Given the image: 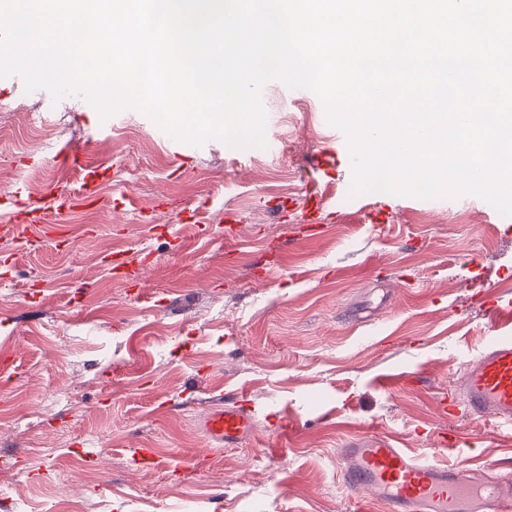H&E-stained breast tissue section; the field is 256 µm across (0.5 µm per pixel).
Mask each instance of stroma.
<instances>
[{
	"label": "stroma",
	"mask_w": 512,
	"mask_h": 512,
	"mask_svg": "<svg viewBox=\"0 0 512 512\" xmlns=\"http://www.w3.org/2000/svg\"><path fill=\"white\" fill-rule=\"evenodd\" d=\"M260 101L279 150L178 145L136 109L104 120L0 79V512H55L78 461V512H357L337 450L373 427L421 452L447 430L464 449L439 462L512 467L511 440L440 405L487 334L476 293L512 297V216L472 195H352L350 166L330 183L309 165L348 152L320 97L275 80ZM67 146L98 169L95 195ZM51 191L70 210L41 212ZM55 385L69 396L47 417ZM241 386L258 436L209 448L200 417Z\"/></svg>",
	"instance_id": "35a3bbf8"
}]
</instances>
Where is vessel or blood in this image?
Here are the masks:
<instances>
[{"label":"vessel or blood","mask_w":512,"mask_h":512,"mask_svg":"<svg viewBox=\"0 0 512 512\" xmlns=\"http://www.w3.org/2000/svg\"><path fill=\"white\" fill-rule=\"evenodd\" d=\"M479 302L488 334L480 352L464 362L447 409L512 433V299L488 290ZM200 425L216 448L240 447L256 433L255 418L238 400L211 407ZM339 456L344 484L370 493L386 512H512V471L490 476L442 465L380 431L351 437Z\"/></svg>","instance_id":"obj_1"}]
</instances>
